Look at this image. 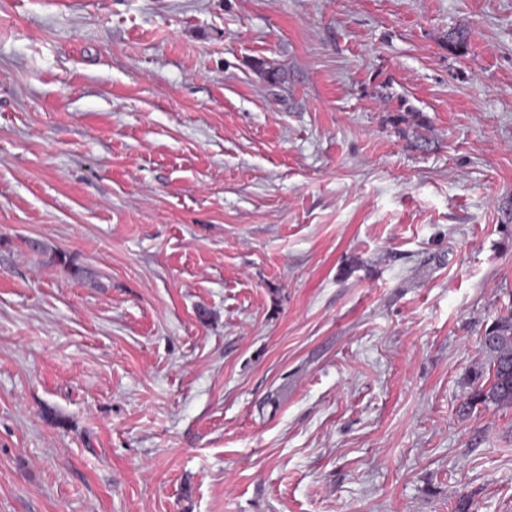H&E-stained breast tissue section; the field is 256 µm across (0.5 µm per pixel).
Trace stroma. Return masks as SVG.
Here are the masks:
<instances>
[{"label":"stroma","mask_w":512,"mask_h":512,"mask_svg":"<svg viewBox=\"0 0 512 512\" xmlns=\"http://www.w3.org/2000/svg\"><path fill=\"white\" fill-rule=\"evenodd\" d=\"M510 308L512 0H0V512H512ZM481 346L489 359L490 382L478 387L470 401L512 406V310L499 314L486 330Z\"/></svg>","instance_id":"obj_1"}]
</instances>
